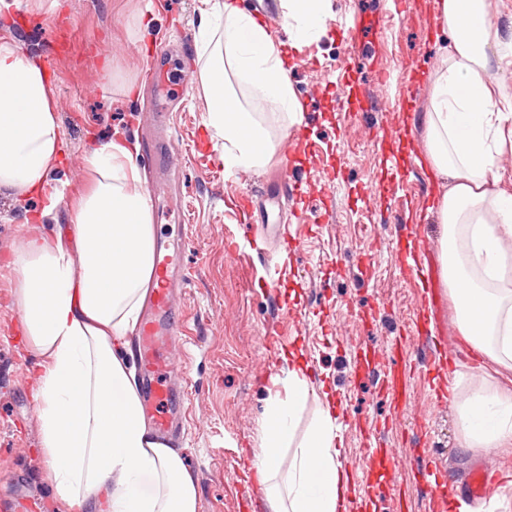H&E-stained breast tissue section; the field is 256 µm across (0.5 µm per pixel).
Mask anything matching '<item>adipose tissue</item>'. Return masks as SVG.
<instances>
[{"mask_svg": "<svg viewBox=\"0 0 512 512\" xmlns=\"http://www.w3.org/2000/svg\"><path fill=\"white\" fill-rule=\"evenodd\" d=\"M213 23L195 35L196 78L207 126L227 171H255L272 157L273 127L296 123L302 104L280 49L237 0H205ZM296 46L320 42L330 0H281ZM450 35L431 70L420 123L425 158L441 180L435 202L443 279L471 350L512 369V26L492 19V0H435ZM247 88L255 112L233 88ZM61 132L53 88L39 63L0 40V193L43 192ZM138 151L106 139L86 157L93 185L78 194L71 230L29 236L15 252L16 299L28 348L46 360L33 391L48 478L72 512H198L197 480L148 425L125 337L139 320L153 275L155 236L139 183ZM285 397L271 398L254 450L270 512H343L342 439L329 406L304 435L297 419L312 392L292 367ZM463 446L512 443V394L475 390L460 405Z\"/></svg>", "mask_w": 512, "mask_h": 512, "instance_id": "adipose-tissue-1", "label": "adipose tissue"}]
</instances>
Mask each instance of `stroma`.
<instances>
[{
	"label": "stroma",
	"instance_id": "stroma-1",
	"mask_svg": "<svg viewBox=\"0 0 512 512\" xmlns=\"http://www.w3.org/2000/svg\"><path fill=\"white\" fill-rule=\"evenodd\" d=\"M254 15L270 16V37L287 49L291 85L304 110L300 124L316 151L283 169L287 138L271 162L253 172H229L206 125V105L195 77V33L207 20L204 0H0V38L32 57L52 37L67 36L52 75L65 154L46 190L87 180L89 149L120 131L153 150L160 200L153 206L156 237L174 244L186 285L178 294L183 343L172 354L170 377L185 393L186 417L172 445L198 480V512H269L245 470L252 463L265 402L283 393L285 357L298 360L314 391L300 415L307 427L329 404L343 427L340 460L349 466V497L360 512H423L430 486L423 463L436 454L449 484L461 492L447 512H460L463 488L474 470L497 468L500 485L482 499L484 512H512V447L464 450L459 400L490 383L512 389L467 355L448 287L441 278L439 224L427 212L440 184L412 165L421 154L422 126L405 137L406 117L430 106L429 72L447 47V31L426 35L422 25L433 0H332L328 30L318 45L294 50L278 0H238ZM163 67L170 82L187 79L181 98L165 100L148 73ZM334 187L329 222L316 208L322 185ZM42 195L0 196V499L25 500L23 512H71L47 479L39 451V407L32 398L43 360L23 346L11 266L20 242L32 234L67 233L74 215L62 199L42 216ZM293 224L300 248L287 255L275 239L249 247L244 221ZM422 235L429 251L434 304L420 310L422 287L402 275L394 245ZM239 245V259L226 253ZM276 285L274 293L261 283ZM286 307L292 337L267 354L262 331L277 307ZM424 313L445 346L457 394L438 405L429 384L412 374L406 411L381 388L379 359L396 336L406 335V360L426 356L415 335ZM428 436H420L416 421ZM403 449L401 467L370 470L367 435Z\"/></svg>",
	"mask_w": 512,
	"mask_h": 512
}]
</instances>
